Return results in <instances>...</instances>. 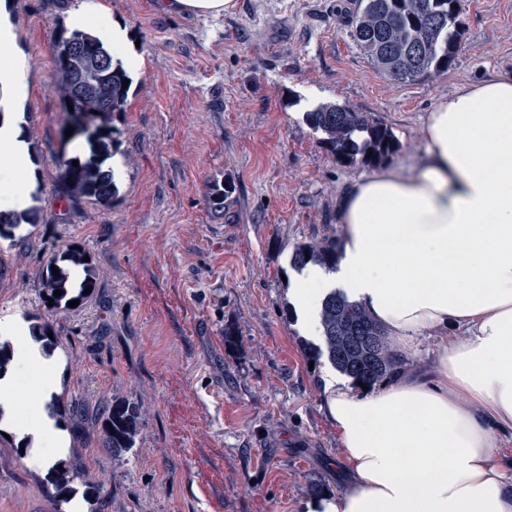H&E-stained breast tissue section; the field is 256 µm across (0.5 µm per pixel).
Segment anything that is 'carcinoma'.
Masks as SVG:
<instances>
[{
	"mask_svg": "<svg viewBox=\"0 0 512 512\" xmlns=\"http://www.w3.org/2000/svg\"><path fill=\"white\" fill-rule=\"evenodd\" d=\"M462 0H360L359 18L354 37L365 49L379 70L397 83L423 80L448 71L464 35ZM74 48H92L104 52L110 60L107 68L85 74L79 57L64 62L66 53ZM56 66L60 73L58 90L63 102L80 98L85 115L95 121L99 134L86 140L90 155L81 160L74 156L62 161V184L73 200L105 204L115 195L113 173L103 169L107 156V141L112 139L111 115L121 112L131 88L122 81L130 79L121 60L97 36L74 30L61 35L56 43ZM310 128L322 134L320 142L336 155L340 162L354 165L378 164L388 161L399 149L391 130L346 104L320 103L305 113ZM78 166H72V162ZM340 247L336 238L321 245L302 244L292 255L294 266L309 264L336 269ZM86 253L70 248L47 260L43 270L44 297L53 299V308L79 303L93 297L83 294L96 287L95 273ZM68 263L82 268L83 278L74 284L70 272L62 266ZM56 267L54 273L51 267ZM62 294L55 296L54 291ZM319 324L328 359L333 366L355 382L372 386L391 377L399 366L385 332L357 302L340 290H332L320 300ZM52 326L34 323L30 333L48 352L56 345L48 337ZM140 429V414L135 404L115 399L106 406L99 429L102 447L114 455H122L135 447ZM51 487L47 496L53 512L79 470L69 459L58 460L48 469Z\"/></svg>",
	"mask_w": 512,
	"mask_h": 512,
	"instance_id": "obj_1",
	"label": "carcinoma"
}]
</instances>
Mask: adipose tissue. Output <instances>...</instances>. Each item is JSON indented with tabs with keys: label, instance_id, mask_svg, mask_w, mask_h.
<instances>
[{
	"label": "adipose tissue",
	"instance_id": "1",
	"mask_svg": "<svg viewBox=\"0 0 512 512\" xmlns=\"http://www.w3.org/2000/svg\"><path fill=\"white\" fill-rule=\"evenodd\" d=\"M71 27L96 32L131 68L127 33L85 9ZM30 83L24 56L0 59V212L31 203L30 150L19 112ZM425 154L401 172L381 169L349 185L332 272L309 267L291 290L302 322L320 299L351 293L401 346L455 331L434 365L402 371L377 392L339 388L326 399L352 474L347 493L322 512H512V487L494 461L498 434L512 431V77L498 75L436 98ZM15 365L0 378V406L35 447L59 431L45 409L56 390L53 359L24 324L5 323ZM44 372L36 405L20 407L19 381Z\"/></svg>",
	"mask_w": 512,
	"mask_h": 512
}]
</instances>
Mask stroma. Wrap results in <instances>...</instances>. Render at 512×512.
<instances>
[{"mask_svg":"<svg viewBox=\"0 0 512 512\" xmlns=\"http://www.w3.org/2000/svg\"><path fill=\"white\" fill-rule=\"evenodd\" d=\"M31 91L21 129L32 149L30 214L0 238V318L50 322L56 417L81 480L105 484V512H306L346 493L347 462L325 410L344 381L319 332L290 303L296 246L343 238L337 202L367 166H348L303 119L302 100L346 104L395 135L389 164L424 155L436 97L512 75V0H462L465 35L448 71L397 83L352 36L357 0H232L218 16L173 14L158 0H7ZM128 34L132 93L112 117L123 176L106 204L61 185L64 137L55 42L76 9ZM232 181L223 207L214 184ZM69 247L97 273L84 305L47 310L42 274ZM234 331L225 343L224 330ZM123 398L139 409L136 445L102 448L96 419ZM0 423V512H52L48 460L20 452Z\"/></svg>","mask_w":512,"mask_h":512,"instance_id":"obj_1","label":"stroma"}]
</instances>
